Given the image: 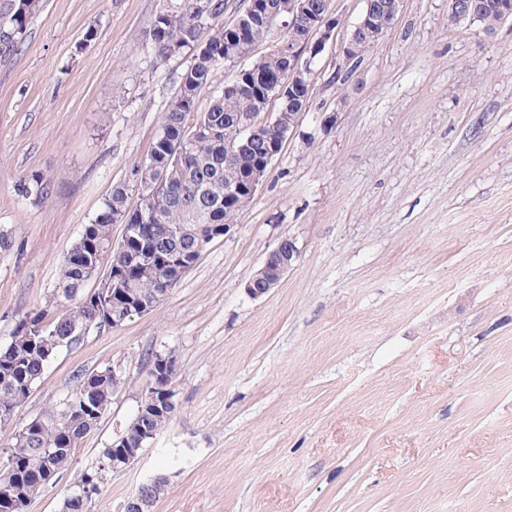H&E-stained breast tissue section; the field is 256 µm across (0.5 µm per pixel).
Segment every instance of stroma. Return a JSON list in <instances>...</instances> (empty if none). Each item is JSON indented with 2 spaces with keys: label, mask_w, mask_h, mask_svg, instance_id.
Wrapping results in <instances>:
<instances>
[{
  "label": "stroma",
  "mask_w": 512,
  "mask_h": 512,
  "mask_svg": "<svg viewBox=\"0 0 512 512\" xmlns=\"http://www.w3.org/2000/svg\"><path fill=\"white\" fill-rule=\"evenodd\" d=\"M180 0H42L0 56V345L135 164L191 52L156 64L150 22ZM327 47L298 125L233 236L154 311L60 351L0 430L121 366L127 379L28 512H62L134 415L146 360L174 351L177 410L90 512H512V22L404 0L346 83ZM49 184L42 201L21 179ZM299 256L244 286L282 237ZM98 472V471H97ZM298 256L295 242L283 237L277 246L269 251L260 267L247 280L244 291L252 299H259L276 288Z\"/></svg>",
  "instance_id": "1"
}]
</instances>
